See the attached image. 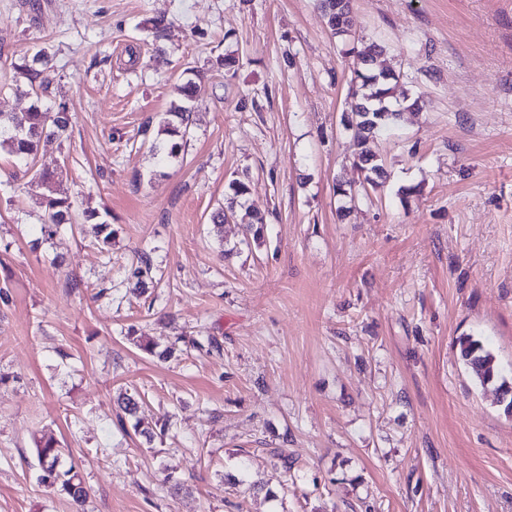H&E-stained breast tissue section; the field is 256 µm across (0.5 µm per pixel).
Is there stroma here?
<instances>
[{
	"label": "stroma",
	"instance_id": "obj_1",
	"mask_svg": "<svg viewBox=\"0 0 512 512\" xmlns=\"http://www.w3.org/2000/svg\"><path fill=\"white\" fill-rule=\"evenodd\" d=\"M38 1L0 0V112L61 102L71 125L30 172L0 153V512H73L37 481L44 436L85 512H512V418L455 344L480 338L512 382V0H353L347 36L316 0ZM371 42L418 106L371 142L366 190L341 116ZM40 49L38 99L14 67ZM190 68L191 135L161 164L140 128ZM42 171L72 205L50 239ZM244 175L260 244L210 220ZM180 336L219 347L159 359ZM125 391L164 436L118 419Z\"/></svg>",
	"mask_w": 512,
	"mask_h": 512
}]
</instances>
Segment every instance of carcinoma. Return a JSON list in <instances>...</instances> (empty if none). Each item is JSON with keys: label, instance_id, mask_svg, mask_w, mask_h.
I'll return each instance as SVG.
<instances>
[{"label": "carcinoma", "instance_id": "cac0c4a2", "mask_svg": "<svg viewBox=\"0 0 512 512\" xmlns=\"http://www.w3.org/2000/svg\"><path fill=\"white\" fill-rule=\"evenodd\" d=\"M319 7L334 34L343 36L348 33L347 17L351 9V0H319ZM381 52L380 46L372 45L357 53L350 79V93L355 99V104L341 119L345 129L354 131L359 147L358 167L364 173L363 182L371 186L377 185L376 178L380 176L381 166L367 149V144L378 132L390 128L397 116V111L392 109L389 103L391 82L396 79V75L375 65L376 58ZM34 62L39 64V67L24 65L17 68L16 81L35 92L39 90L44 93L48 91L52 80V66L48 55L43 51L35 54ZM182 92L183 100L172 104L157 123L151 148L155 150L160 162L177 157L187 144L195 83H186ZM68 125L69 117L63 103L34 105L21 116L13 112H0V150L6 151L27 167L29 161L34 159L41 140L63 137ZM40 184L44 189L42 198L47 212V220L41 225L40 231L50 238L56 233L59 225L69 223L71 205L67 200L56 196L54 182L50 176L42 174ZM229 189L231 194L227 208L219 207L211 216L215 224H222L226 220V215L235 214L238 200L249 192L247 183L242 180L232 181ZM456 346L461 360L480 385L497 382L505 384L496 357L480 340L471 335L461 336L457 339ZM118 406L126 416L135 419L134 428H140L141 422L137 419L140 395L125 393L118 399ZM37 453L39 464H48V467L40 468L38 482L56 489L70 499L76 507V512H83L89 491L84 486L75 465L67 468L61 466L64 448L60 442L52 437L44 439L39 442Z\"/></svg>", "mask_w": 512, "mask_h": 512}]
</instances>
